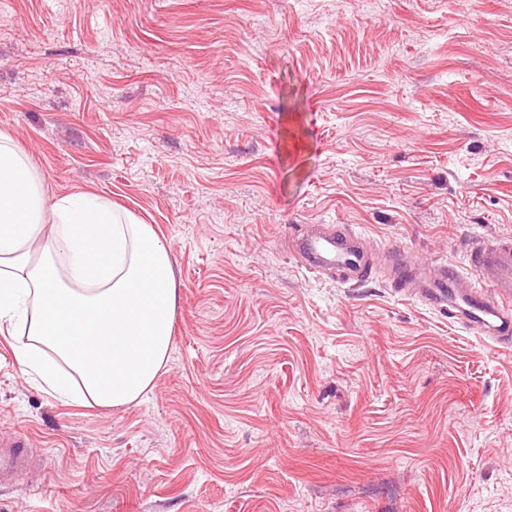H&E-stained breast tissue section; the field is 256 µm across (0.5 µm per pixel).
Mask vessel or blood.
<instances>
[{
    "label": "vessel or blood",
    "instance_id": "b4317fda",
    "mask_svg": "<svg viewBox=\"0 0 512 512\" xmlns=\"http://www.w3.org/2000/svg\"><path fill=\"white\" fill-rule=\"evenodd\" d=\"M297 262L325 273L342 272L348 281L384 274L396 292L418 298L425 305L448 312L450 318L502 346L512 345V241L496 239L473 244L469 272L442 265L432 276L429 264L399 249H384L382 263H375L360 238L327 224L310 228L296 224L287 239ZM41 459L18 436L0 440V486L14 484L37 471Z\"/></svg>",
    "mask_w": 512,
    "mask_h": 512
}]
</instances>
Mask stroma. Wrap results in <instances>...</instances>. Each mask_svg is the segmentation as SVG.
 <instances>
[{
	"label": "stroma",
	"instance_id": "35a3bbf8",
	"mask_svg": "<svg viewBox=\"0 0 512 512\" xmlns=\"http://www.w3.org/2000/svg\"><path fill=\"white\" fill-rule=\"evenodd\" d=\"M0 131L48 203L89 190L174 255L138 402L59 400L0 333V512H512V347L296 224L466 264L512 238V0H0ZM41 460L27 447L25 436L6 441L0 438V486L13 485L21 476L37 471Z\"/></svg>",
	"mask_w": 512,
	"mask_h": 512
}]
</instances>
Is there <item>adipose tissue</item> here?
<instances>
[{"mask_svg": "<svg viewBox=\"0 0 512 512\" xmlns=\"http://www.w3.org/2000/svg\"><path fill=\"white\" fill-rule=\"evenodd\" d=\"M178 288L150 225L88 193L44 204L41 178L0 132V327L22 326L21 372L100 408L139 401L164 367Z\"/></svg>", "mask_w": 512, "mask_h": 512, "instance_id": "adipose-tissue-1", "label": "adipose tissue"}]
</instances>
